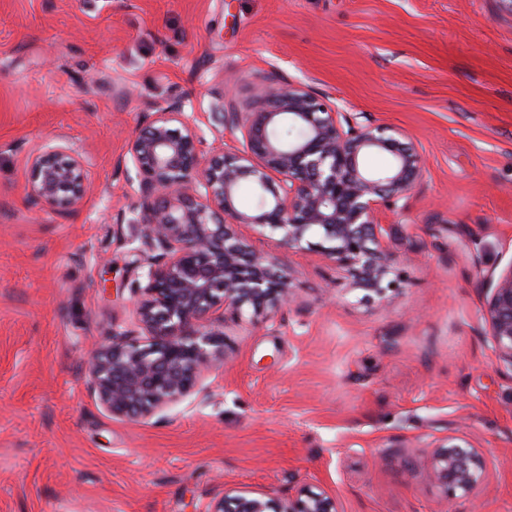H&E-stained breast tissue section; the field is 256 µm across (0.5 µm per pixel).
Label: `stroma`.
<instances>
[{
    "mask_svg": "<svg viewBox=\"0 0 512 512\" xmlns=\"http://www.w3.org/2000/svg\"><path fill=\"white\" fill-rule=\"evenodd\" d=\"M400 129L423 177L379 206L401 284L366 300L317 249L277 256L292 299L224 315L225 362L145 421L113 417L87 358L138 331L118 161L165 101L246 112L271 79ZM56 143L87 192L32 205L27 160ZM512 265V6L507 0H0V512H203L229 490L339 512H448L430 453L479 448L487 485L458 512H512V367L488 288Z\"/></svg>",
    "mask_w": 512,
    "mask_h": 512,
    "instance_id": "1",
    "label": "stroma"
}]
</instances>
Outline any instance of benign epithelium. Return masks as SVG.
Wrapping results in <instances>:
<instances>
[{
    "mask_svg": "<svg viewBox=\"0 0 512 512\" xmlns=\"http://www.w3.org/2000/svg\"><path fill=\"white\" fill-rule=\"evenodd\" d=\"M340 112L308 88L277 80L249 112L229 110L214 97L208 123L241 137L243 148L199 150L195 120L184 103L159 106L129 140L123 161L138 187L130 220L140 247L132 263L143 271L136 315L147 339L126 331L97 346L89 386L112 416L141 421L200 391V382L225 359L224 315L277 308L291 298L279 259L253 249L235 227L261 237L280 235L290 249H318L347 271L354 284L385 298L397 288L396 259L377 222L378 206L398 207L423 176V159L391 126ZM383 150L390 166L369 172L360 156ZM247 182L258 194L254 212L235 200ZM26 191L34 205L59 211L86 194L81 157L64 145L45 147L28 161ZM487 323L499 360L512 367V265L488 289ZM431 474L446 490L448 507L483 487V452L449 437L431 455ZM204 512H339L336 497L307 494L277 507L256 496L226 494Z\"/></svg>",
    "mask_w": 512,
    "mask_h": 512,
    "instance_id": "7a95c632",
    "label": "benign epithelium"
}]
</instances>
